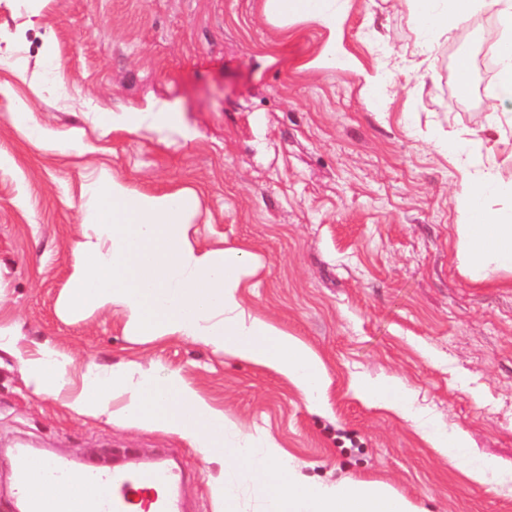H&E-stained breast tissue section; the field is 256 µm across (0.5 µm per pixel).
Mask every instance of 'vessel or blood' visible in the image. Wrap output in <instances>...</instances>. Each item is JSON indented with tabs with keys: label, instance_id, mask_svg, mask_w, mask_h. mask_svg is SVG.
Segmentation results:
<instances>
[{
	"label": "vessel or blood",
	"instance_id": "1",
	"mask_svg": "<svg viewBox=\"0 0 512 512\" xmlns=\"http://www.w3.org/2000/svg\"><path fill=\"white\" fill-rule=\"evenodd\" d=\"M76 475L83 485L79 496L50 500L32 492L34 484H64ZM183 482V472L165 452L128 468L81 473L47 455L17 456L18 512H184Z\"/></svg>",
	"mask_w": 512,
	"mask_h": 512
}]
</instances>
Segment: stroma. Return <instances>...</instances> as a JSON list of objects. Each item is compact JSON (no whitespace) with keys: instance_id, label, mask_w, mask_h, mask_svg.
Segmentation results:
<instances>
[{"instance_id":"obj_1","label":"stroma","mask_w":512,"mask_h":512,"mask_svg":"<svg viewBox=\"0 0 512 512\" xmlns=\"http://www.w3.org/2000/svg\"><path fill=\"white\" fill-rule=\"evenodd\" d=\"M409 10L407 0H346L344 45L359 68L308 70L322 26L303 19L279 31L260 0H0V331L11 340L0 348V512H12L16 447L103 467L165 448L192 475L190 512H217L218 462L178 435L64 407L91 363L180 374L308 476L384 481L427 512H512V491L472 485L353 385H405L474 452L512 468V277L476 284L460 273L459 175L430 138L467 132L475 163L494 158L512 179V136L492 130L483 87L501 39L496 8L488 0L457 21L424 57ZM401 57L408 74L370 106L362 71ZM19 100L76 150L30 144L11 120ZM153 102L174 106L176 127L113 130V114ZM104 168L138 191L195 192L193 245L249 251L244 307L322 356L324 410L223 351L132 334L123 307L62 313L89 233L82 195ZM47 349L69 360L56 396L34 393L21 366Z\"/></svg>"}]
</instances>
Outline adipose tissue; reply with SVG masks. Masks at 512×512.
Instances as JSON below:
<instances>
[{"label": "adipose tissue", "mask_w": 512, "mask_h": 512, "mask_svg": "<svg viewBox=\"0 0 512 512\" xmlns=\"http://www.w3.org/2000/svg\"><path fill=\"white\" fill-rule=\"evenodd\" d=\"M421 29L419 53L431 52L432 36L448 23L471 14L479 0H410ZM502 32L497 50L494 105L512 102V0H495ZM342 0H261V14L284 29L300 18L318 21L326 35L305 66L320 70L350 64L343 47ZM436 147L460 174L456 205L458 268L472 282H487L512 273V180H503L496 165L479 171L469 166L468 142L460 136L436 137ZM494 198L510 199L506 208H491ZM201 203L187 189L141 192L111 171L98 175L82 203L83 223L93 225L95 239L83 243L70 276L63 308L85 314L112 306L128 312V328L142 336L177 335L224 351L225 355L273 371L294 384L313 408H321L329 383L323 359L306 343L268 320L247 314L240 288L249 274L248 252L228 245L220 252H199L189 240L187 224ZM112 246L102 249L100 239ZM67 359L46 350L27 364L26 382L35 392L60 390ZM373 405L395 410L436 452L448 455L465 445L464 436L449 438L445 427L424 411L411 408L410 390L355 382ZM125 396L119 410L114 397ZM78 416L107 417L131 427L163 429L189 441L204 457L225 448L224 470L214 491L224 512H238L233 489L249 482L262 512H425L388 483L346 478L322 482L287 463L274 442L259 445L227 426L224 412L204 400L176 373L157 377L131 367L89 365L81 392L67 403Z\"/></svg>", "instance_id": "obj_1"}]
</instances>
